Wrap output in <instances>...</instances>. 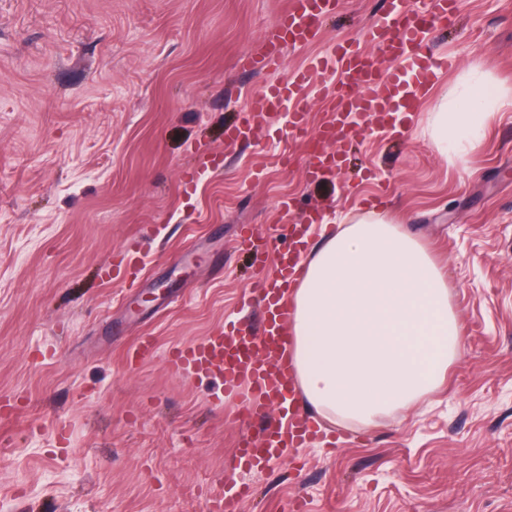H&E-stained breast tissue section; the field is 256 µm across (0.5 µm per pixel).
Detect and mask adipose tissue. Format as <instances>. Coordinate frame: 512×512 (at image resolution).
<instances>
[{
  "label": "adipose tissue",
  "instance_id": "1",
  "mask_svg": "<svg viewBox=\"0 0 512 512\" xmlns=\"http://www.w3.org/2000/svg\"><path fill=\"white\" fill-rule=\"evenodd\" d=\"M502 91L482 75L439 100L431 141L477 146ZM301 392L332 424L372 426L435 391L465 338L448 280L407 225L379 211L342 218L313 247L291 296Z\"/></svg>",
  "mask_w": 512,
  "mask_h": 512
}]
</instances>
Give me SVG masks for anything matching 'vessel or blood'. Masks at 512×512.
Wrapping results in <instances>:
<instances>
[{
	"mask_svg": "<svg viewBox=\"0 0 512 512\" xmlns=\"http://www.w3.org/2000/svg\"><path fill=\"white\" fill-rule=\"evenodd\" d=\"M338 3L291 0L268 43L265 59L275 62L283 49L312 43ZM422 3L416 9L411 0H392L390 12L364 29V41L378 48L380 59L364 53L361 43L347 41L253 96L239 122L226 129L227 144L246 142L255 122L283 112L290 135L305 143L308 178L342 167L343 144L365 135L370 127L396 126L405 113L418 111L432 79L449 66L448 61L433 59L429 37L456 22L459 0ZM311 85L316 86L330 114L314 130L308 127V105L302 98ZM280 209L300 211L301 217L299 223L286 227L288 243L277 253L274 276L259 280L252 290L261 314L259 327L221 330L176 349L168 358L175 374L220 379L222 399L240 402L246 427L236 452L240 469H262L283 460L290 449L305 447L319 431L297 407L300 387L291 354L287 293L303 274L304 238L322 217L317 209L299 208L293 197L282 198ZM248 492V485L226 478L224 494L213 504L215 512H239Z\"/></svg>",
	"mask_w": 512,
	"mask_h": 512,
	"instance_id": "1",
	"label": "vessel or blood"
}]
</instances>
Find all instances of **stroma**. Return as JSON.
Masks as SVG:
<instances>
[{"mask_svg": "<svg viewBox=\"0 0 512 512\" xmlns=\"http://www.w3.org/2000/svg\"><path fill=\"white\" fill-rule=\"evenodd\" d=\"M288 0H0V512H207L245 430L170 348L251 320L240 225L267 244L281 198L327 221L404 219L448 278L465 350L445 384L369 430L241 472V512H512V0H462L432 35L452 68L403 136L367 132L317 179L286 116L226 146L253 95L358 38L386 0H340L316 41L244 67ZM479 71L507 92L480 147L446 156L434 102ZM140 254L139 277L112 259ZM150 336L154 353L128 364Z\"/></svg>", "mask_w": 512, "mask_h": 512, "instance_id": "1", "label": "stroma"}]
</instances>
